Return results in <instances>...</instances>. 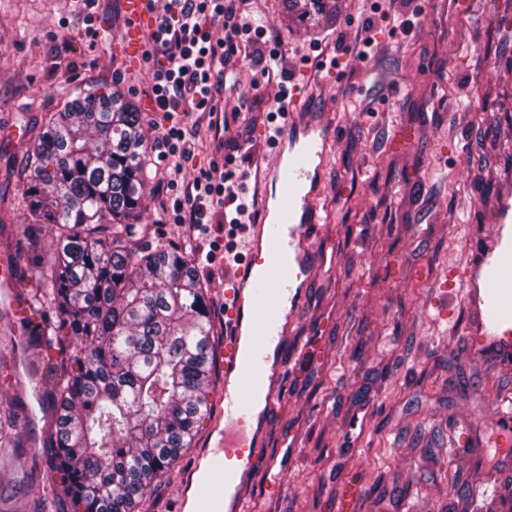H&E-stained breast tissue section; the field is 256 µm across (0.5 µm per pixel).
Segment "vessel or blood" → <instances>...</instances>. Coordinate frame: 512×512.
<instances>
[{"instance_id": "b4317fda", "label": "vessel or blood", "mask_w": 512, "mask_h": 512, "mask_svg": "<svg viewBox=\"0 0 512 512\" xmlns=\"http://www.w3.org/2000/svg\"><path fill=\"white\" fill-rule=\"evenodd\" d=\"M125 31L118 46L126 68L139 65L148 0H121ZM331 131L288 113L270 139L273 160H260L262 201L249 227L248 256L224 292L229 333L224 338V408L228 429L207 454L210 494H195L194 512H245V493L260 465L274 467L265 452L266 428L256 424L251 404L262 392L265 412L283 395L286 366L272 359L288 335L291 312L299 311L305 288L319 268L311 241L323 221L319 200L325 191L323 164ZM462 288L470 312L460 333L498 365L512 366V197L502 199L492 244L471 254L465 267L449 277Z\"/></svg>"}]
</instances>
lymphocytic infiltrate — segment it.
Masks as SVG:
<instances>
[{
  "label": "lymphocytic infiltrate",
  "mask_w": 512,
  "mask_h": 512,
  "mask_svg": "<svg viewBox=\"0 0 512 512\" xmlns=\"http://www.w3.org/2000/svg\"><path fill=\"white\" fill-rule=\"evenodd\" d=\"M251 8L252 0H167L143 53L145 64L153 68L152 91L159 111L193 112L198 122L221 127L225 115L219 103L227 66L233 62L253 72L249 85L236 90L237 107H246L276 85L280 92L266 113L267 128L285 116L289 91L286 73L277 64L282 54L263 51L266 33L252 28ZM218 27L224 37L216 41L212 32ZM181 192L183 202L174 209V221L185 236L199 232L209 210L217 207L229 210L234 227L254 219L242 185L219 170L182 184Z\"/></svg>",
  "instance_id": "1"
}]
</instances>
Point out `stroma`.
Here are the masks:
<instances>
[{
  "instance_id": "obj_1",
  "label": "stroma",
  "mask_w": 512,
  "mask_h": 512,
  "mask_svg": "<svg viewBox=\"0 0 512 512\" xmlns=\"http://www.w3.org/2000/svg\"><path fill=\"white\" fill-rule=\"evenodd\" d=\"M121 0H0V252L15 253V292L31 299V268L54 242L45 224H25L24 167L42 120L63 100L97 83L117 84L142 109L149 143L171 122L194 129L199 153L170 186L167 163L151 160L143 223L177 242L172 207L189 182L221 164L246 193L257 191L255 159L272 157L263 123L248 113L221 132L195 114L149 109L152 73H128L115 56L125 29ZM318 26L289 24L281 0H255L254 23L277 34L291 93L328 124L325 225L312 248L324 265L288 333L284 395L267 421L277 463L246 492L250 512H512V459L496 444L512 400V371L490 370L460 335L463 293L453 317L439 316L448 271L464 266L512 195V0H397L382 18L375 0H340ZM93 14V35L82 20ZM412 19L410 29L401 22ZM372 24L368 58L355 38ZM323 58L324 69L312 62ZM215 209L189 246L209 288L216 326L225 321L229 246ZM58 349L34 345L0 298V424L15 421L22 446L0 464V512H39L61 482L46 465L54 433L52 396L29 376ZM209 443L201 423L176 466L147 489L145 512H177L185 480ZM284 490L270 497L265 484Z\"/></svg>"
}]
</instances>
